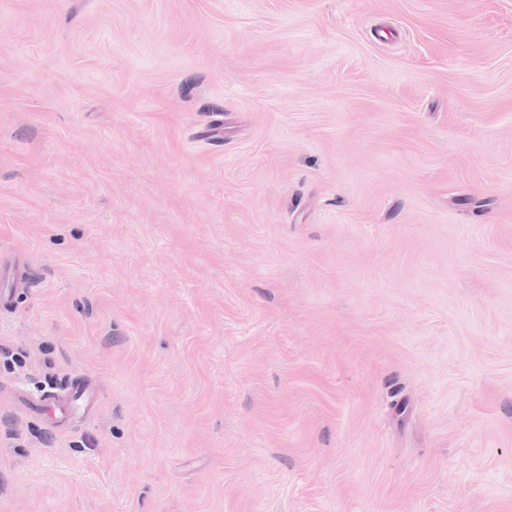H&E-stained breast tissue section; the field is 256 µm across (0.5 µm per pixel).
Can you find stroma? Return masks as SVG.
I'll list each match as a JSON object with an SVG mask.
<instances>
[{
	"mask_svg": "<svg viewBox=\"0 0 512 512\" xmlns=\"http://www.w3.org/2000/svg\"><path fill=\"white\" fill-rule=\"evenodd\" d=\"M13 256L0 512H512V0H0Z\"/></svg>",
	"mask_w": 512,
	"mask_h": 512,
	"instance_id": "35a3bbf8",
	"label": "stroma"
}]
</instances>
